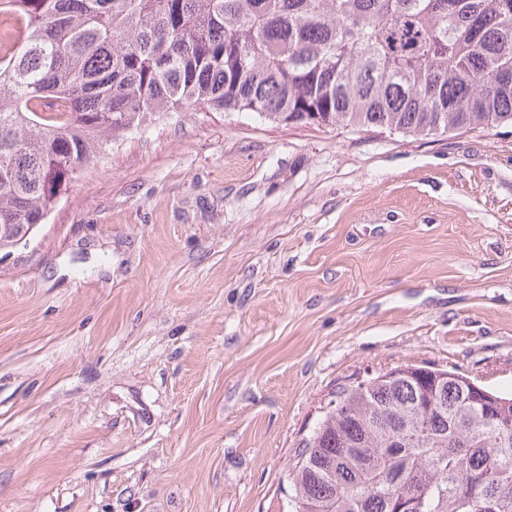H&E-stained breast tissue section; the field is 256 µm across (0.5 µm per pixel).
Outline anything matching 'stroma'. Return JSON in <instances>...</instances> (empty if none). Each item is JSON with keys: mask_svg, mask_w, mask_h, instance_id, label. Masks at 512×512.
Here are the masks:
<instances>
[{"mask_svg": "<svg viewBox=\"0 0 512 512\" xmlns=\"http://www.w3.org/2000/svg\"><path fill=\"white\" fill-rule=\"evenodd\" d=\"M404 363L512 395V126L171 114L0 253V512H292L338 388Z\"/></svg>", "mask_w": 512, "mask_h": 512, "instance_id": "35a3bbf8", "label": "stroma"}]
</instances>
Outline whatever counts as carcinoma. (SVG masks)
I'll list each match as a JSON object with an SVG mask.
<instances>
[{"mask_svg": "<svg viewBox=\"0 0 512 512\" xmlns=\"http://www.w3.org/2000/svg\"><path fill=\"white\" fill-rule=\"evenodd\" d=\"M0 240L125 133L183 108L447 134L512 125V0H0ZM402 364L345 387L289 474L295 512H512V427ZM439 396L440 408L426 402Z\"/></svg>", "mask_w": 512, "mask_h": 512, "instance_id": "carcinoma-1", "label": "carcinoma"}]
</instances>
